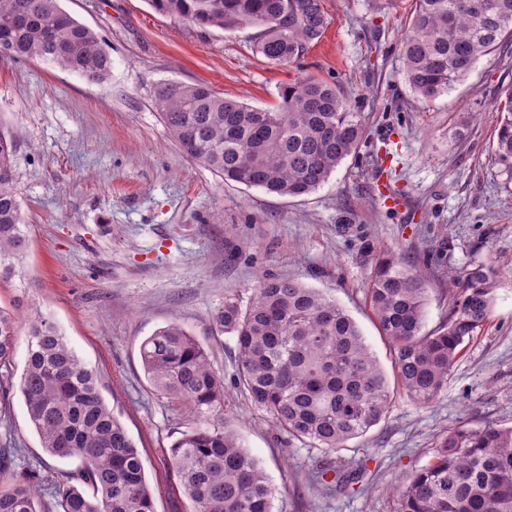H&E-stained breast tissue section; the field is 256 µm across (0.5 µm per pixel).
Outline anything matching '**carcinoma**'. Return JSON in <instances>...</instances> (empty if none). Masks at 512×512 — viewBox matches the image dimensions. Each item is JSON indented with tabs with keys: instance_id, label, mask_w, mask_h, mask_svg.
<instances>
[{
	"instance_id": "cac0c4a2",
	"label": "carcinoma",
	"mask_w": 512,
	"mask_h": 512,
	"mask_svg": "<svg viewBox=\"0 0 512 512\" xmlns=\"http://www.w3.org/2000/svg\"><path fill=\"white\" fill-rule=\"evenodd\" d=\"M158 14L206 30L260 28L255 53L289 62L326 28L320 0H148ZM512 35V0H415L402 40L403 75L430 100L450 92L479 59ZM15 61L39 59L103 82L112 56L103 39L60 0H0V45ZM177 146L225 182L299 197L326 183L364 137L360 113L341 88L313 77L280 91L275 110L249 106L208 84L162 82L153 90ZM495 153L512 172V85L499 105ZM14 138L0 133V276L27 246L15 187ZM494 263L464 273L448 320L424 332L428 296L413 264L377 260L366 296L394 356L397 384L431 403L466 342L486 322L498 278ZM224 332L238 350L236 385L275 426L315 448L336 452L385 418L393 391L354 319L316 288L269 278L248 304L224 301ZM13 317L0 310V370L11 366ZM144 373L165 398L188 408L196 425L167 453L191 512H273L272 484L224 426V378L205 347L172 321L140 347ZM19 390L31 425L52 457L80 459L75 485L58 489L59 512H155L141 454L87 368L56 326L40 317L28 329ZM35 476L0 491V512H42ZM397 512H512V428L460 423L441 434L432 459L399 488Z\"/></svg>"
}]
</instances>
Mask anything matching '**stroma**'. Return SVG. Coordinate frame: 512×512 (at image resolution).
Wrapping results in <instances>:
<instances>
[{"label": "stroma", "instance_id": "stroma-1", "mask_svg": "<svg viewBox=\"0 0 512 512\" xmlns=\"http://www.w3.org/2000/svg\"><path fill=\"white\" fill-rule=\"evenodd\" d=\"M321 5L324 33L289 63L256 55L254 27L203 31L146 0H61L105 41V82L0 56V131L17 136L16 189L29 235L14 274L0 281V309L19 319L10 382L0 388V448L17 449L15 472L45 475V512L57 508L54 483L69 482L80 462L44 451L18 388L37 316L98 373L104 400L141 453L156 512H191L166 457L195 421L153 390L140 358L142 342L174 320L223 375L224 424L269 476L273 512H395L396 485L431 460L448 428H512V173L494 152L512 40L448 94L421 100L400 56L413 0ZM307 76L344 90L365 140L328 182L298 198L224 182L189 159L153 98L159 83L202 81L272 109L282 87ZM383 182L406 208L382 204ZM387 253L405 256L426 279V329L447 320L461 290L457 273L488 261L499 269L494 302L432 403L396 391L377 426L328 456L343 469L365 465L360 481L315 487L323 452L275 429L234 383L236 342L219 322L224 299L245 304L264 279H298L348 312L390 374V347L365 294Z\"/></svg>", "mask_w": 512, "mask_h": 512}]
</instances>
